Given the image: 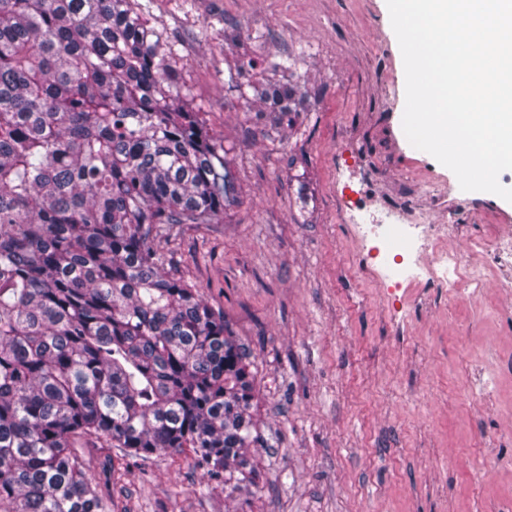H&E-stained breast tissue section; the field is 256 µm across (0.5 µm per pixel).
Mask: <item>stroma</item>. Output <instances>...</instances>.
I'll list each match as a JSON object with an SVG mask.
<instances>
[{
	"instance_id": "obj_1",
	"label": "stroma",
	"mask_w": 512,
	"mask_h": 512,
	"mask_svg": "<svg viewBox=\"0 0 512 512\" xmlns=\"http://www.w3.org/2000/svg\"><path fill=\"white\" fill-rule=\"evenodd\" d=\"M223 139L229 217L159 224L166 270L198 289L250 351L260 488L231 494L169 450L75 453L109 512H512V270L487 288L380 280L339 213L349 185L374 209L448 227V247L512 232V203L465 192L402 129L405 73L386 0H138ZM291 56L307 91L273 124L230 87L248 59Z\"/></svg>"
}]
</instances>
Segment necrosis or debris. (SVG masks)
Wrapping results in <instances>:
<instances>
[{
  "mask_svg": "<svg viewBox=\"0 0 512 512\" xmlns=\"http://www.w3.org/2000/svg\"><path fill=\"white\" fill-rule=\"evenodd\" d=\"M339 206L355 235L374 243L385 280L400 288L419 281L450 288L463 280L471 286L473 294L482 293L485 284L482 270L466 267L460 252L446 248L447 227L436 225L425 229L406 223L404 216L397 212L367 211L350 196L340 198Z\"/></svg>",
  "mask_w": 512,
  "mask_h": 512,
  "instance_id": "obj_1",
  "label": "necrosis or debris"
}]
</instances>
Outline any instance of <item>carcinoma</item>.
<instances>
[{
    "mask_svg": "<svg viewBox=\"0 0 512 512\" xmlns=\"http://www.w3.org/2000/svg\"><path fill=\"white\" fill-rule=\"evenodd\" d=\"M291 69L238 91L280 122L306 103ZM183 90L137 0H0V512H106L86 436L258 486L246 349L151 241L236 199Z\"/></svg>",
    "mask_w": 512,
    "mask_h": 512,
    "instance_id": "carcinoma-1",
    "label": "carcinoma"
}]
</instances>
